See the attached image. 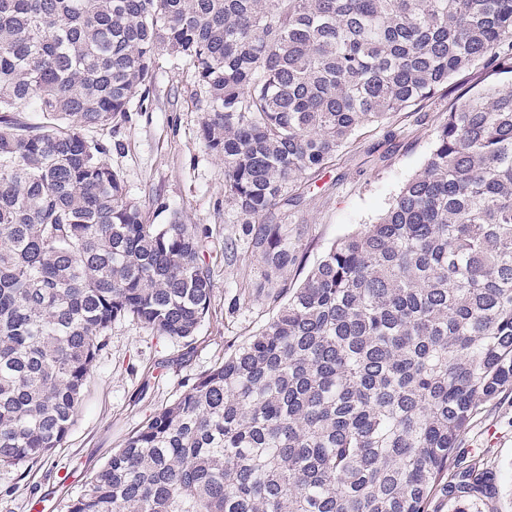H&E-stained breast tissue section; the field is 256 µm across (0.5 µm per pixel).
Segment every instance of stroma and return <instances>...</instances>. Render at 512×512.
Listing matches in <instances>:
<instances>
[{"mask_svg":"<svg viewBox=\"0 0 512 512\" xmlns=\"http://www.w3.org/2000/svg\"><path fill=\"white\" fill-rule=\"evenodd\" d=\"M203 94L184 63L160 55L154 84L141 110L105 132L107 163L123 176L128 194L150 223L171 216L206 227L201 263L213 285L209 311L196 335L174 339L126 319L113 323L88 378L66 440L38 462L0 468V512H68L86 480L128 434L189 389L199 374L223 362L276 313L268 300L244 295L261 266L246 245L224 255L240 215L224 198V159L200 133ZM438 96L360 130L328 167L307 177L282 212L307 271L338 239L373 223L419 171L438 126L453 104ZM490 472L491 488L474 499L478 512H512V390L475 411L449 462L455 474L470 464Z\"/></svg>","mask_w":512,"mask_h":512,"instance_id":"stroma-1","label":"stroma"}]
</instances>
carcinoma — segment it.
Here are the masks:
<instances>
[{
    "mask_svg": "<svg viewBox=\"0 0 512 512\" xmlns=\"http://www.w3.org/2000/svg\"><path fill=\"white\" fill-rule=\"evenodd\" d=\"M163 52L203 91L277 312L68 512H428L512 389V0H0V467L62 445L112 323L189 339L209 311L205 230L147 223L84 134L127 121ZM475 65L384 214L287 287L288 189Z\"/></svg>",
    "mask_w": 512,
    "mask_h": 512,
    "instance_id": "obj_1",
    "label": "carcinoma"
}]
</instances>
